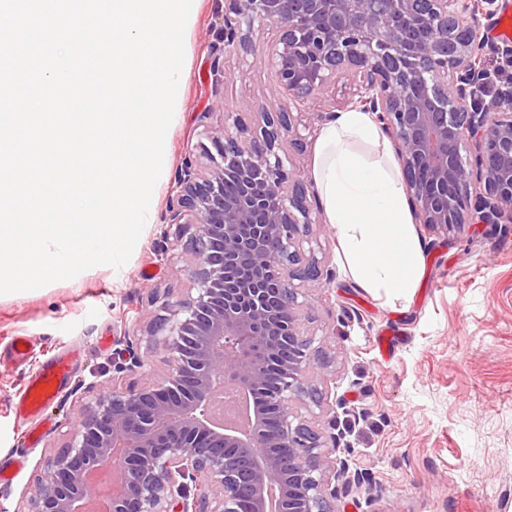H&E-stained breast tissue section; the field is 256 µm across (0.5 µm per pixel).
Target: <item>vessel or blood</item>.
<instances>
[{"instance_id":"1","label":"vessel or blood","mask_w":512,"mask_h":512,"mask_svg":"<svg viewBox=\"0 0 512 512\" xmlns=\"http://www.w3.org/2000/svg\"><path fill=\"white\" fill-rule=\"evenodd\" d=\"M78 356L75 349L51 355L25 378L10 405L15 420L28 422L42 416L46 403L67 383Z\"/></svg>"}]
</instances>
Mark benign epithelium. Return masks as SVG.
<instances>
[{
	"mask_svg": "<svg viewBox=\"0 0 512 512\" xmlns=\"http://www.w3.org/2000/svg\"><path fill=\"white\" fill-rule=\"evenodd\" d=\"M497 0H224L223 58L241 53L271 70L290 107L224 113L204 126L211 146L188 150L168 207L173 247L188 237L197 296L173 301L150 323V342L169 348L165 376L142 385L112 381L68 443L40 468L28 512H82L89 475L114 467L110 512H332L325 494V438L290 402L310 394V341L298 295L319 285L315 259L298 243L312 224L310 191L281 152L291 106L317 100L336 79L361 80L347 101L375 115L395 146L415 219L446 234L466 223L512 221V89L482 109L470 88L484 76ZM470 19L467 25L461 24ZM279 38L254 51L253 33ZM472 148V157L462 151ZM129 342L118 370L147 372ZM216 381L251 397L244 432L217 431L205 413Z\"/></svg>",
	"mask_w": 512,
	"mask_h": 512,
	"instance_id": "7a95c632",
	"label": "benign epithelium"
}]
</instances>
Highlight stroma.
Returning <instances> with one entry per match:
<instances>
[{
    "mask_svg": "<svg viewBox=\"0 0 512 512\" xmlns=\"http://www.w3.org/2000/svg\"><path fill=\"white\" fill-rule=\"evenodd\" d=\"M224 0H198L185 32L182 117L168 143L158 218L146 225L120 276L96 266L34 294L0 296V459L19 455L23 470L0 484V512H27L40 462L68 439L87 406L112 385L125 331L160 314L150 296L194 292L189 255H161L171 190L188 146L200 142L197 117L222 125L228 112L277 111L285 104L269 70L233 55L229 83L214 87L212 48ZM355 90L338 79L323 99L294 113L302 148L282 147L310 176L324 106ZM423 275L407 297L390 299L355 281L336 229L315 224L300 244L323 275L304 302L312 362L306 384L317 397L294 404L299 417L336 434L328 459L361 483L337 493L333 512H512V223L466 224L440 235L416 225ZM28 336L26 363L9 358L11 337ZM81 349L71 377L46 407L40 439L15 421L10 403L26 376L50 355Z\"/></svg>",
    "mask_w": 512,
    "mask_h": 512,
    "instance_id": "35a3bbf8",
    "label": "stroma"
}]
</instances>
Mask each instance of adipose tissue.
<instances>
[{
    "instance_id": "adipose-tissue-1",
    "label": "adipose tissue",
    "mask_w": 512,
    "mask_h": 512,
    "mask_svg": "<svg viewBox=\"0 0 512 512\" xmlns=\"http://www.w3.org/2000/svg\"><path fill=\"white\" fill-rule=\"evenodd\" d=\"M311 177L362 288L404 297L423 272L406 191L370 113H338L321 129Z\"/></svg>"
}]
</instances>
